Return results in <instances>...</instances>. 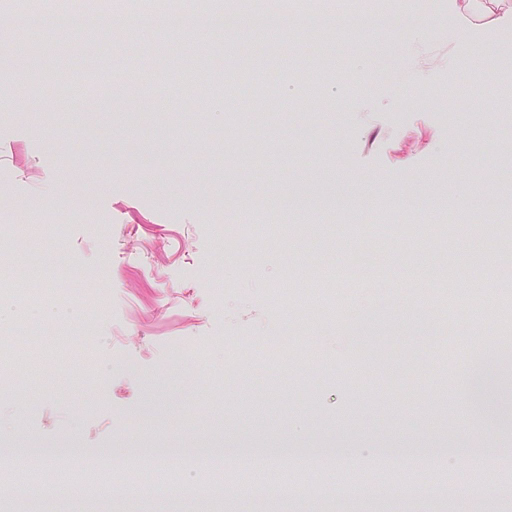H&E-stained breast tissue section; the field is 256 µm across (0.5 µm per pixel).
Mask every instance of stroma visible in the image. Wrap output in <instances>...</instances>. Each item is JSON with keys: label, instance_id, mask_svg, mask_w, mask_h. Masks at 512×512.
<instances>
[{"label": "stroma", "instance_id": "stroma-1", "mask_svg": "<svg viewBox=\"0 0 512 512\" xmlns=\"http://www.w3.org/2000/svg\"><path fill=\"white\" fill-rule=\"evenodd\" d=\"M399 31L370 27L358 50L339 38L316 43L208 29L210 75L232 84L221 113L190 88L166 36L167 69L136 90L82 96L33 84L27 58L0 47V65L22 72L0 89V277L10 262L63 253V288L87 312L97 341L63 365L23 324L40 301L0 294V316L16 324L15 348L31 367L0 385V450L153 448L206 444L214 460L240 466L231 449L247 438L264 448H330L344 473L311 470L310 487L265 497L236 486L216 496L143 494L135 475L104 481L96 496L52 485L14 500L11 512H512L494 486L512 477V375L490 401L471 395L468 350L459 338L415 365L413 346L442 333L454 311L419 267L453 243L459 280L493 277L473 328L480 349L512 344L495 284L511 278L498 261L501 214L488 194L512 196V101L489 84L512 55V27L484 14L471 37L455 32L450 0H413ZM87 33L98 68L121 75L139 53H156L141 26ZM253 64L270 97L258 107L243 90ZM255 170V181L241 180ZM295 208H288V201ZM46 224H62L57 241ZM267 224L255 252L245 225ZM403 224L420 228L400 237ZM344 271L325 320L308 268ZM295 278H286V269ZM289 346L274 357L271 344ZM99 365V383L87 380ZM262 371L264 389L233 385L223 370ZM402 449L401 473L421 470L431 449L456 462L452 498L425 482L352 481L376 448ZM483 471V485L463 473Z\"/></svg>", "mask_w": 512, "mask_h": 512}]
</instances>
